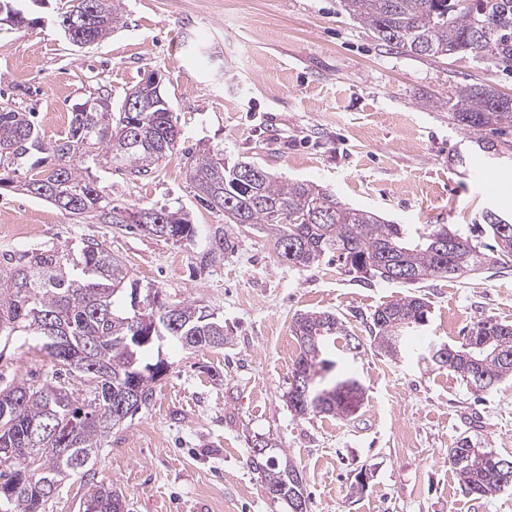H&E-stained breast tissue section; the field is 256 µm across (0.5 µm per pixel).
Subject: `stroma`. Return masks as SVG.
I'll return each instance as SVG.
<instances>
[{"label":"stroma","mask_w":512,"mask_h":512,"mask_svg":"<svg viewBox=\"0 0 512 512\" xmlns=\"http://www.w3.org/2000/svg\"><path fill=\"white\" fill-rule=\"evenodd\" d=\"M64 0H19L30 25L0 35V102L35 113L45 140L64 135L73 108L97 95L120 105L156 75L183 131L179 148L149 176L116 166L92 173L118 204L188 212L197 234L173 243L88 219L0 189V255L102 241L140 283L191 300L224 320L220 350L167 343L170 364L147 408L113 429L95 466L130 512H286L248 465L250 442L273 435L302 470L310 512H512V488L466 495L448 450L470 437L512 455V379L489 390L425 361L429 339L455 344L477 321L512 323V268L420 288L362 281L329 256L311 268L278 262L260 227L236 229L223 261L201 257L221 213L200 207L188 157L210 146L250 158L280 181H312L344 204L410 228L453 224L477 232L482 214H512V158L487 160L486 190L470 165L468 137L448 122L461 87L512 95V72L466 54L420 57L381 45L340 0H122L126 24L77 49L58 24ZM26 223L16 237L11 224ZM429 304L411 357L392 361L369 344L372 312L409 294ZM338 314L365 345L355 372L365 399L352 419L290 412L283 394L299 352L296 314ZM53 362L12 342L0 351V385L39 384Z\"/></svg>","instance_id":"obj_1"}]
</instances>
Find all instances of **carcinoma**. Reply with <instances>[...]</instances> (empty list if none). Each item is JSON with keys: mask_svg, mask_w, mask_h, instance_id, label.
I'll use <instances>...</instances> for the list:
<instances>
[{"mask_svg": "<svg viewBox=\"0 0 512 512\" xmlns=\"http://www.w3.org/2000/svg\"><path fill=\"white\" fill-rule=\"evenodd\" d=\"M107 19L103 28L75 31V38L99 44L124 25L120 0H84ZM346 13L369 28L385 46L403 53L442 57L458 53L489 60L512 71V0H341ZM152 102L150 112H129L126 104L108 112L73 110L68 131L44 141L33 113L0 105V186L33 153L41 154L35 173L21 188L80 223L88 217L102 224L131 226L144 233L191 242L196 235L188 213L166 207H139L148 223L129 224V208L114 203L89 175L90 165L105 162L134 176L152 172L178 149L182 130L166 111V98L154 76L132 90ZM448 119L472 135L482 152L501 145L512 150V96L487 85L472 84L448 100ZM253 165L261 175L250 181L240 169ZM186 176L202 206L224 213L226 226L212 235L206 262L235 251L231 225L266 226L280 262L299 268L319 264L331 253L345 260L360 278L399 281L406 285L429 277L457 278L485 267L509 268L512 254L487 256L469 236L446 224H428L412 238L403 224L349 207L314 183L279 182L257 161L230 163L224 151L204 149ZM497 240L512 241V224L495 213L482 216ZM162 292L139 282L97 240L75 252L45 247L0 256V341L24 337L36 342L57 369L34 386L25 380L0 387V486L18 480L9 494L0 491V512H49V503L67 478L79 475L90 483L84 512H124V494L95 481L94 466L112 429L149 405L154 384L169 368L149 355L170 339L182 349L224 347V323L193 301L157 302ZM429 304L412 294L372 313L370 339L384 355H402L410 336L428 321ZM291 332L299 345L292 380L284 394L288 408L304 418L311 413L351 417L364 389L352 375L336 371L341 354L357 356L362 343L346 322L329 311L305 312L293 318ZM429 349L428 358L460 378L490 389L512 375V324L486 319L473 325L460 345H450L446 358ZM73 380L68 388L61 379ZM132 389L133 406L120 396ZM75 420L68 441L33 435L42 425ZM248 461L264 482L278 488L276 500L293 507L308 504L297 466L277 440L252 442ZM465 494L480 499L512 486V457L491 451L468 437L448 449Z\"/></svg>", "mask_w": 512, "mask_h": 512, "instance_id": "carcinoma-1", "label": "carcinoma"}]
</instances>
